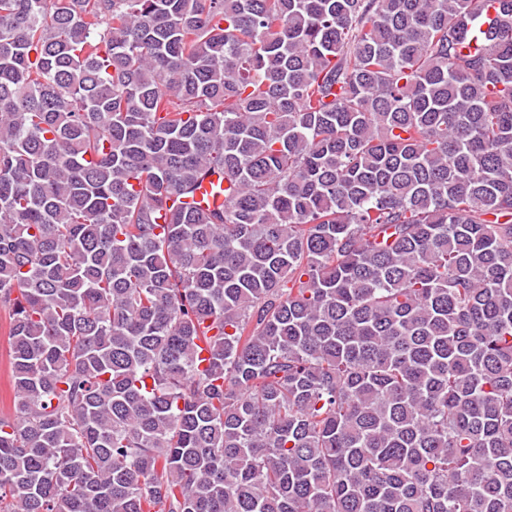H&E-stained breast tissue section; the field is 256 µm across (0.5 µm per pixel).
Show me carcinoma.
<instances>
[{
	"mask_svg": "<svg viewBox=\"0 0 512 512\" xmlns=\"http://www.w3.org/2000/svg\"><path fill=\"white\" fill-rule=\"evenodd\" d=\"M1 211L0 512H512V0H0ZM8 336L0 332V418H13V391L8 365Z\"/></svg>",
	"mask_w": 512,
	"mask_h": 512,
	"instance_id": "cac0c4a2",
	"label": "carcinoma"
}]
</instances>
